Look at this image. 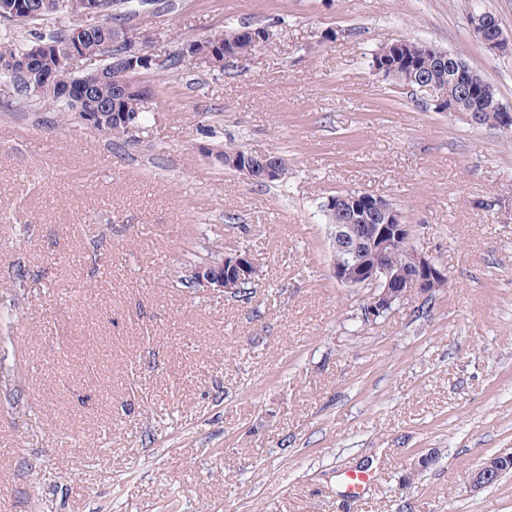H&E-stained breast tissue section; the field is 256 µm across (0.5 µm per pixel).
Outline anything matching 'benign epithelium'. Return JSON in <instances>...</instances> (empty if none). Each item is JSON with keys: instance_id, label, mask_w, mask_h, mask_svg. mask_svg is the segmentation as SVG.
<instances>
[{"instance_id": "obj_1", "label": "benign epithelium", "mask_w": 512, "mask_h": 512, "mask_svg": "<svg viewBox=\"0 0 512 512\" xmlns=\"http://www.w3.org/2000/svg\"><path fill=\"white\" fill-rule=\"evenodd\" d=\"M476 41L489 51H502L512 42L507 40L499 26L497 19L486 18L470 26ZM93 26L80 25L76 27L75 35L69 40L64 51L61 52L63 61L70 64L75 59H98L96 50L89 46L88 38L92 37ZM153 39L150 31L137 33V39L121 60L119 71L125 73L133 69L152 70L163 64V61L146 51V46ZM426 45H408L404 40L394 48L395 62H375L373 69L380 75H389L402 82H415V89L420 93L423 101L434 106L439 112L453 110L448 100V91L434 83L418 82L411 67L410 52H422ZM56 50L52 42L38 41L30 49L14 57L4 66L12 74H23L30 71V66L41 54H48ZM186 57L197 64H219L221 59H229L222 55L224 44L218 42L207 50H200L194 43L183 45ZM100 71L93 68L79 78L78 97L91 112H100L108 105L98 98L97 79ZM226 164L248 178L268 181L279 174L282 163L277 158L265 154L261 156L260 167L248 163L241 164L232 157ZM372 207L381 214L384 223L369 224H334L331 229L333 261L331 275L337 283L348 288L369 289L368 306L359 310L355 318L365 326H371L376 320L388 315L394 307L409 300L413 295H425L437 283L444 281L447 271L428 252L413 249L409 254V263L414 274L405 276L395 272L387 265L386 257L393 244L402 236L413 238L415 226L400 223L399 210L385 199L376 198ZM259 276V270L250 255L241 250L233 253H217L214 257L197 264L191 270L190 277L193 282L209 291L224 295L234 294L245 283L253 284ZM494 459L489 458L481 462L470 473L471 486L480 490L490 485L489 479L493 473Z\"/></svg>"}]
</instances>
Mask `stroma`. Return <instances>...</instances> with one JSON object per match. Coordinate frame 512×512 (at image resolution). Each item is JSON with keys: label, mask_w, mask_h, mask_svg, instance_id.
<instances>
[{"label": "stroma", "mask_w": 512, "mask_h": 512, "mask_svg": "<svg viewBox=\"0 0 512 512\" xmlns=\"http://www.w3.org/2000/svg\"><path fill=\"white\" fill-rule=\"evenodd\" d=\"M475 9L512 38V0H156L126 24L159 58L275 36L149 75L133 139L0 81V512H512V471L470 485L512 454V148L371 67L427 43L512 108V47L476 43ZM228 143L287 176L224 168ZM346 190L394 204L447 288L358 326L367 291L332 278L324 210ZM217 250L250 254L248 298L184 285ZM256 29L258 28L241 27L232 29L230 31H226L223 34L226 38H231L235 35V39L228 40L226 42V47L231 51L235 50L236 54L246 55L240 56L238 57V59L248 57V54L253 51L251 32ZM256 31L259 32V37H257L256 39L260 42L261 40H264V42H269L270 40H272L274 36L273 31L268 27H262L261 29ZM211 40V37H204L201 39H196L194 42H198L201 44H209ZM194 42H189L183 45V49L180 48L173 54H170L168 58L166 59V67L165 70H177L182 63L185 62L186 57L190 58L192 61H194L197 64H205V65H211V64H219L222 63V60L220 59L222 50L224 53V43L217 42L214 46L209 48L208 50H200L197 47H195ZM185 55H184V52Z\"/></svg>", "instance_id": "35a3bbf8"}]
</instances>
